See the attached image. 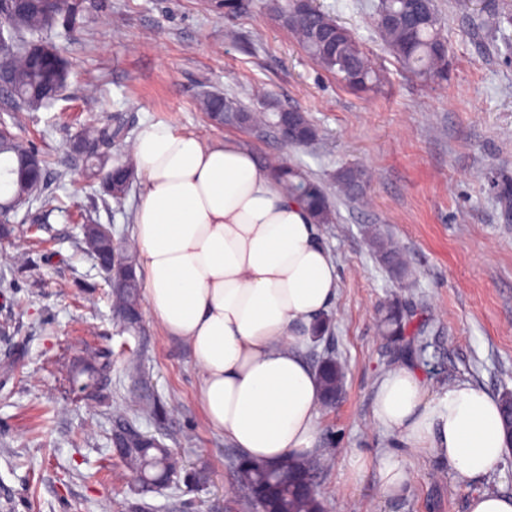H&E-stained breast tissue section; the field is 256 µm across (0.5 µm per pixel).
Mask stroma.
I'll list each match as a JSON object with an SVG mask.
<instances>
[{
	"mask_svg": "<svg viewBox=\"0 0 512 512\" xmlns=\"http://www.w3.org/2000/svg\"><path fill=\"white\" fill-rule=\"evenodd\" d=\"M227 19L212 0H86L83 19L59 39L68 83L49 107L29 113L19 134L49 162L50 196L17 211L13 242L0 243V512H256L236 480L241 450L211 428L197 397L189 351L151 318L128 330L112 312L111 289L79 249L82 221L132 235L138 202H102L70 145L91 122L121 115L132 132L151 121L211 140L234 137L260 156L286 155L333 195L334 223L321 227L340 277L327 309L331 334L306 342L317 366L344 367L335 405L318 412L308 453L323 512H466L482 493H512V448L481 481L460 482L437 459L414 454L375 424L376 382L397 363L416 368L431 392L468 381L494 396L512 392V221L494 179L512 178V55L487 15L512 0H437L452 65L426 84L390 54L374 23L378 0H319L351 30L380 76L356 92L322 69L267 9V0ZM212 90L257 108L260 99L298 109L320 138L284 145L270 127L214 126L199 107ZM354 165L369 175V204L337 196L335 173ZM403 251L412 271L396 279L372 251L370 233ZM403 295L412 315L402 340L382 335L379 310ZM111 357L104 395L87 398L71 374L95 353ZM137 359L166 410L163 434L183 469L161 490L143 492L114 454L112 423L125 411ZM335 449L319 466L324 449ZM370 460L352 479L349 456ZM401 457L411 479L383 493L377 465Z\"/></svg>",
	"mask_w": 512,
	"mask_h": 512,
	"instance_id": "stroma-1",
	"label": "stroma"
}]
</instances>
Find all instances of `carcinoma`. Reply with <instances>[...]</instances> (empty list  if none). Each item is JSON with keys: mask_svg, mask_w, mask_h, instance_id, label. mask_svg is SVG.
I'll return each mask as SVG.
<instances>
[{"mask_svg": "<svg viewBox=\"0 0 512 512\" xmlns=\"http://www.w3.org/2000/svg\"><path fill=\"white\" fill-rule=\"evenodd\" d=\"M269 9L282 24L293 31L302 48L322 67L336 74L345 85L366 89L378 81L360 42L346 27L337 23L316 5L302 8L297 0H269ZM413 0H382L377 6L376 29L389 50L407 69L428 82L448 77V47L442 35V24L436 0L422 5L421 23L411 28L407 18ZM83 11L80 0H28L21 5L16 0H0V20L7 23L6 35L0 38V81L11 100V125L22 126L23 115L51 105L65 89L68 63L60 48L49 38L59 26L75 27ZM488 23L501 34L507 49L512 50V15L490 10ZM268 112H255L241 103L219 93H205L200 108L216 125H235L252 129L267 121L276 120L282 141L288 145L305 146L319 137L318 128L299 110H285L268 103ZM129 134L120 120L112 124H88L77 136V142L93 154L92 163L85 168L89 180L97 183V194L102 201L112 199L121 203L136 183L134 167L129 162L105 160L98 149L124 140ZM29 154L39 158L35 175L20 168L19 159ZM0 173L6 175L10 195L0 199V225L13 223L19 205L37 201L46 196L50 188L48 161L31 141L14 133L0 138ZM277 176L284 182L288 194L298 197L307 205L316 224H331L335 211L323 184L302 174L284 162L273 163ZM336 186L343 195L362 198L368 176L365 170L345 165L336 170ZM497 199L507 220L512 219V179L495 180ZM370 244L381 261L392 271H406L400 251L387 244L380 235L371 236ZM110 250L117 253L112 270L107 272L112 287V306L116 319L130 326L141 311V284L135 276L136 248L129 243L108 240ZM408 318L402 299L395 295L384 315L387 335L400 340ZM128 373L142 391L133 395L132 403L142 414L160 422L164 408L160 400L144 392L148 378L138 361L128 364ZM322 391V404L330 406L342 391L344 371L333 356L323 358L316 368ZM127 421L122 415L115 417L112 445L117 456L130 468L141 465L144 458H152L166 467L180 466V461L165 445L140 448L139 442L126 431ZM239 484L248 489L262 485L273 489L272 498L256 505L264 512H323L320 496L315 489L314 466L311 461L286 458L278 464L268 465L253 461L248 466H236Z\"/></svg>", "mask_w": 512, "mask_h": 512, "instance_id": "carcinoma-1", "label": "carcinoma"}]
</instances>
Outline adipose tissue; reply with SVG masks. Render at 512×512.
I'll list each match as a JSON object with an SVG mask.
<instances>
[{"label":"adipose tissue","mask_w":512,"mask_h":512,"mask_svg":"<svg viewBox=\"0 0 512 512\" xmlns=\"http://www.w3.org/2000/svg\"><path fill=\"white\" fill-rule=\"evenodd\" d=\"M131 154L145 310L190 352L209 424L252 460L305 457L321 391L300 350L339 288L318 225L238 140L157 121ZM373 419L465 483L485 477L512 443L497 397L466 381L430 394L408 364L379 379Z\"/></svg>","instance_id":"adipose-tissue-1"}]
</instances>
